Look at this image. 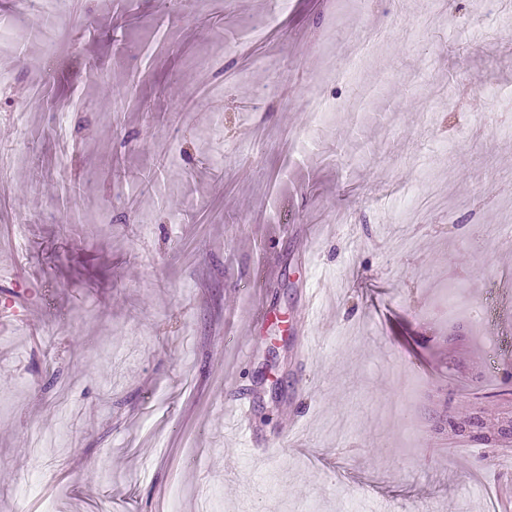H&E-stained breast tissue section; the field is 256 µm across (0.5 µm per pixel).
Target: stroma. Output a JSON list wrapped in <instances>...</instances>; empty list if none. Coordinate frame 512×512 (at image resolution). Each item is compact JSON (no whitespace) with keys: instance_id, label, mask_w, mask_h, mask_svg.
<instances>
[{"instance_id":"35a3bbf8","label":"stroma","mask_w":512,"mask_h":512,"mask_svg":"<svg viewBox=\"0 0 512 512\" xmlns=\"http://www.w3.org/2000/svg\"><path fill=\"white\" fill-rule=\"evenodd\" d=\"M59 22L53 53L0 56V304L38 306L0 334V512L511 504L512 11L81 0ZM356 30L382 34L361 57Z\"/></svg>"}]
</instances>
